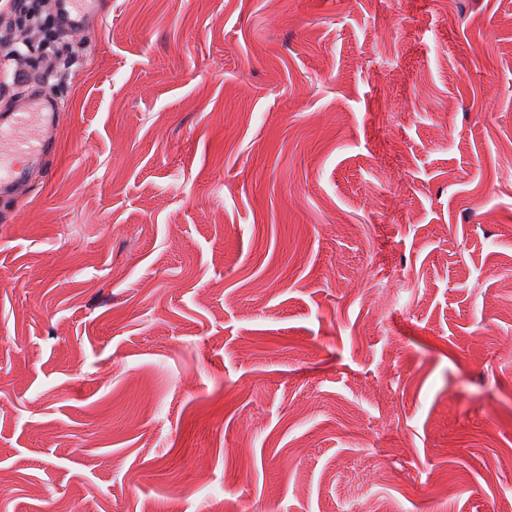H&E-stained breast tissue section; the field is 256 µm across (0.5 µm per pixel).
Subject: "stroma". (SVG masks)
Returning <instances> with one entry per match:
<instances>
[{
    "instance_id": "stroma-1",
    "label": "stroma",
    "mask_w": 512,
    "mask_h": 512,
    "mask_svg": "<svg viewBox=\"0 0 512 512\" xmlns=\"http://www.w3.org/2000/svg\"><path fill=\"white\" fill-rule=\"evenodd\" d=\"M13 15L0 512H512V0ZM87 2H96V11L99 12L98 0H55L53 2L62 24L69 34L79 35L84 30L87 11L82 5ZM59 117V110L46 98L33 101L25 112L0 114L1 195L19 196L27 186L30 169L42 168L47 157L55 151V143L48 140H40L35 146V141L27 134L28 126L36 120L48 131H53Z\"/></svg>"
}]
</instances>
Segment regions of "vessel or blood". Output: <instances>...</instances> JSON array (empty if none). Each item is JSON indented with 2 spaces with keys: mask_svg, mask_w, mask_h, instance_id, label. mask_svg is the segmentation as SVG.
I'll return each mask as SVG.
<instances>
[{
  "mask_svg": "<svg viewBox=\"0 0 512 512\" xmlns=\"http://www.w3.org/2000/svg\"><path fill=\"white\" fill-rule=\"evenodd\" d=\"M85 0H54L62 24L69 34L77 35L85 28ZM60 112L48 99L31 103L28 111L0 114V194L20 195L28 182L30 169L42 168L55 146L49 141L33 142L27 134L31 122H39L47 130H55Z\"/></svg>",
  "mask_w": 512,
  "mask_h": 512,
  "instance_id": "1",
  "label": "vessel or blood"
}]
</instances>
